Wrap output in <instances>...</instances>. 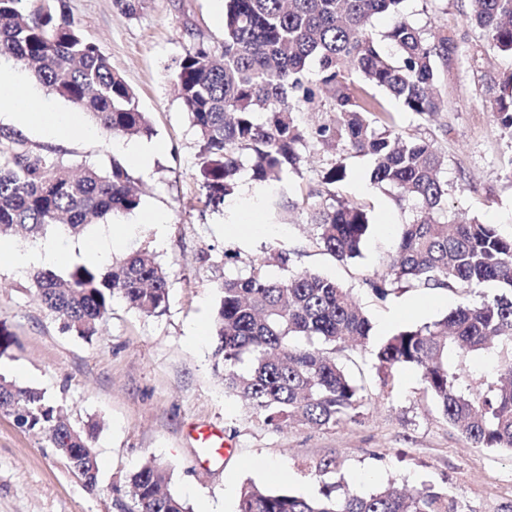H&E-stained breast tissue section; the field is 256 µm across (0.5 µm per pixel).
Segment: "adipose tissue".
<instances>
[{
  "label": "adipose tissue",
  "instance_id": "1",
  "mask_svg": "<svg viewBox=\"0 0 512 512\" xmlns=\"http://www.w3.org/2000/svg\"><path fill=\"white\" fill-rule=\"evenodd\" d=\"M8 109L14 123L45 137L67 141L73 138L91 139L94 127L81 124L74 113L58 109L48 101L23 91L21 81L0 75V109Z\"/></svg>",
  "mask_w": 512,
  "mask_h": 512
}]
</instances>
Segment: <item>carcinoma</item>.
Here are the masks:
<instances>
[{"instance_id":"1","label":"carcinoma","mask_w":512,"mask_h":512,"mask_svg":"<svg viewBox=\"0 0 512 512\" xmlns=\"http://www.w3.org/2000/svg\"><path fill=\"white\" fill-rule=\"evenodd\" d=\"M24 0H0V53L31 70L36 80L114 137L152 135L137 98L112 70L108 58L86 41L57 8ZM402 0H224V41L218 53L203 45L177 65L179 98L198 137L201 176L209 199L234 194L242 157L262 186L298 170L306 151L336 148L372 159V184L394 191L398 204L416 212L402 225L385 272L365 280L380 298L404 288H473L495 283L503 293L477 305L457 307L442 319L408 326L385 338L373 335L354 294L328 276L289 269V254L271 248L248 273L224 279L214 317V368L225 391L249 403L256 418L276 428L299 422L330 429L357 421L365 387L345 370L336 352L366 351L385 373L413 366L440 414L467 442L512 450V381H494L464 391L448 371V349L466 353L494 346L512 350V237L492 224L444 214L447 184L434 144L403 137L391 115L369 92L375 88L419 117L443 110L433 86L456 55L443 31L432 37L399 12ZM378 14L392 17L376 37L367 28ZM470 18L489 47L512 54V0H470ZM331 99L333 118L303 127L298 116ZM496 118L512 137V72L495 98ZM345 178L336 160L322 182ZM117 161L108 170L86 164L75 175L48 148L34 149L11 131L0 130V241L19 232L37 235L55 226L71 235L89 224L116 219L139 208L141 196ZM310 211L316 245L339 262L361 256L370 231L367 211L327 191L323 202L302 199ZM286 272L271 279L266 268ZM38 294L62 329L83 338L123 301L147 315L169 304V276L148 252L109 267L77 265L62 278L50 270L33 276ZM0 409L32 432H47L88 488L97 483V463L88 439L97 429H76L62 406L34 388L0 377ZM158 463L133 473L128 512H191L167 489ZM237 512H462L448 494L423 487L414 493L391 486L357 494L331 486L315 497L248 485Z\"/></svg>"}]
</instances>
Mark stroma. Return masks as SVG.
Wrapping results in <instances>:
<instances>
[{
	"instance_id": "1",
	"label": "stroma",
	"mask_w": 512,
	"mask_h": 512,
	"mask_svg": "<svg viewBox=\"0 0 512 512\" xmlns=\"http://www.w3.org/2000/svg\"><path fill=\"white\" fill-rule=\"evenodd\" d=\"M61 9L136 93L151 120V139L163 144L164 152L145 172L115 151L112 136L103 132L55 149L76 165H125L143 208L163 214L161 236L153 225L126 215L134 233L112 243L108 259L155 253L169 274L170 299L160 316L114 303L99 334L86 339L63 330L61 318L41 302L32 273L0 263V337L9 341L0 354V376L44 391L74 426L99 425L91 441L98 482L89 489L48 434L19 428L0 411V512H124L130 476L151 459L167 469L171 492L191 512L206 506L235 512L248 483L313 497L323 484L338 482L358 493L391 483L409 489L426 485L447 492L467 512H512V451L470 445L441 416L414 368H395L385 378L371 355L345 359L347 371L367 391L359 422L335 429L299 423L274 429L225 392L213 370L210 339L197 342L190 335L195 324L212 327L224 278L246 274L269 246L288 250L292 270L329 276L352 289L372 324L390 321L394 332L493 298L498 285L427 293L406 288L383 300L367 290L365 279L385 269L401 225L414 213L399 206L390 190L371 185V160L363 155L316 149L299 170L267 187L245 170L233 196L217 206L207 203L197 137L173 75L180 58L196 46L219 50L224 17L216 0H141L133 18L115 0H62ZM400 12L423 30L448 32L457 55L438 83L445 111L422 119L385 99L397 132L429 140L441 152L449 215L465 212L512 236V179L505 171L512 137L492 112L512 57L491 50L483 30L468 21L469 0H402ZM338 159L346 176L335 188L337 196L363 205L372 224L361 257L349 263L319 249L305 210L282 208L283 202L305 197L324 201L323 171ZM113 225L110 219L92 224L78 236L47 228L44 238L70 256L55 273L66 276L80 262L83 240L109 235ZM505 355L502 349L470 354L452 349L448 366L461 374L465 387L477 390L496 380ZM208 427L222 431L230 452L203 463L194 435ZM326 458L335 459L336 468L316 474L314 463ZM274 467L282 468L283 476L271 475Z\"/></svg>"
}]
</instances>
